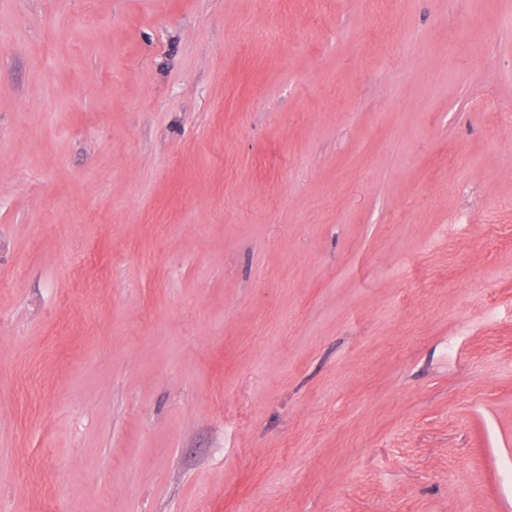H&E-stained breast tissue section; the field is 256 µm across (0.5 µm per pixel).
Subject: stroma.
Listing matches in <instances>:
<instances>
[{
  "label": "stroma",
  "mask_w": 512,
  "mask_h": 512,
  "mask_svg": "<svg viewBox=\"0 0 512 512\" xmlns=\"http://www.w3.org/2000/svg\"><path fill=\"white\" fill-rule=\"evenodd\" d=\"M0 512H512V0H0Z\"/></svg>",
  "instance_id": "obj_1"
}]
</instances>
